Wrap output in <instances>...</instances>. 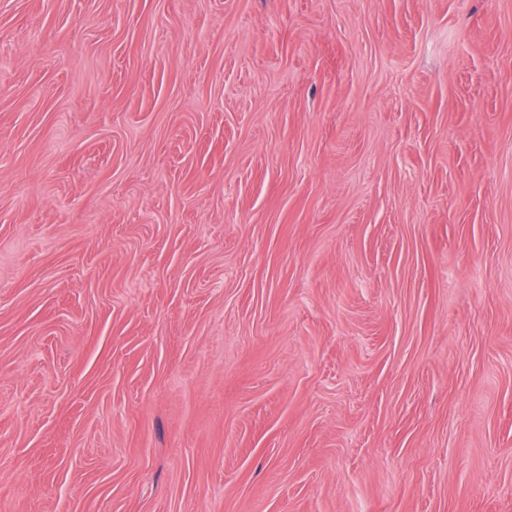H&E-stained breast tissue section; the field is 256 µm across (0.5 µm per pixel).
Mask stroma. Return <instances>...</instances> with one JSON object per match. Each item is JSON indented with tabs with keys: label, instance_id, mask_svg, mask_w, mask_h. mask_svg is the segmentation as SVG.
Wrapping results in <instances>:
<instances>
[{
	"label": "stroma",
	"instance_id": "1",
	"mask_svg": "<svg viewBox=\"0 0 512 512\" xmlns=\"http://www.w3.org/2000/svg\"><path fill=\"white\" fill-rule=\"evenodd\" d=\"M0 512H512V0H0Z\"/></svg>",
	"mask_w": 512,
	"mask_h": 512
}]
</instances>
